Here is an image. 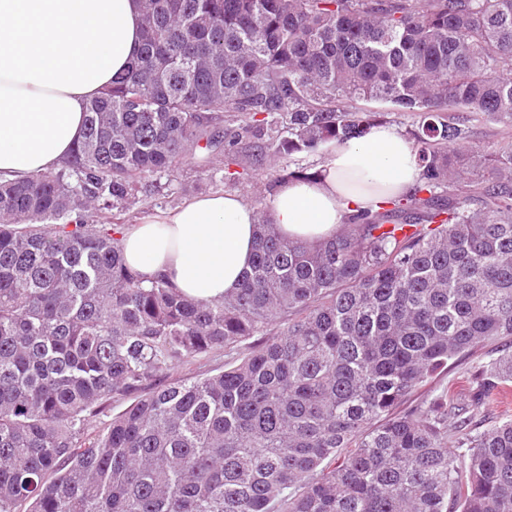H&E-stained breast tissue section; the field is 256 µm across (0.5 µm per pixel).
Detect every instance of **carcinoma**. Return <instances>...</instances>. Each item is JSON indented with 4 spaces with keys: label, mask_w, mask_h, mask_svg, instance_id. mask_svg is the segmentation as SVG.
Returning <instances> with one entry per match:
<instances>
[{
    "label": "carcinoma",
    "mask_w": 512,
    "mask_h": 512,
    "mask_svg": "<svg viewBox=\"0 0 512 512\" xmlns=\"http://www.w3.org/2000/svg\"><path fill=\"white\" fill-rule=\"evenodd\" d=\"M142 47L54 169L0 184V512H512V418L448 447L512 383V0H141ZM420 114L415 206L309 246L258 215L250 271L206 302L125 263L139 194L180 168L364 138ZM465 182L471 192L453 187ZM450 190L448 203L439 191ZM261 333L203 378L171 366ZM509 348L473 403L416 393ZM499 130L500 126L491 122H472L470 145L480 146L488 152L498 150L502 141Z\"/></svg>",
    "instance_id": "cac0c4a2"
}]
</instances>
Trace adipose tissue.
Returning a JSON list of instances; mask_svg holds the SVG:
<instances>
[{"mask_svg":"<svg viewBox=\"0 0 512 512\" xmlns=\"http://www.w3.org/2000/svg\"><path fill=\"white\" fill-rule=\"evenodd\" d=\"M141 42L139 0H0V182L56 167L83 132L88 105L126 70ZM420 170L411 142L381 125L339 141L314 179L278 186L269 218L285 238L315 245L345 216L375 213L408 193ZM258 216L236 193L196 197L125 226V262L183 294L235 292L254 254Z\"/></svg>","mask_w":512,"mask_h":512,"instance_id":"obj_1","label":"adipose tissue"}]
</instances>
